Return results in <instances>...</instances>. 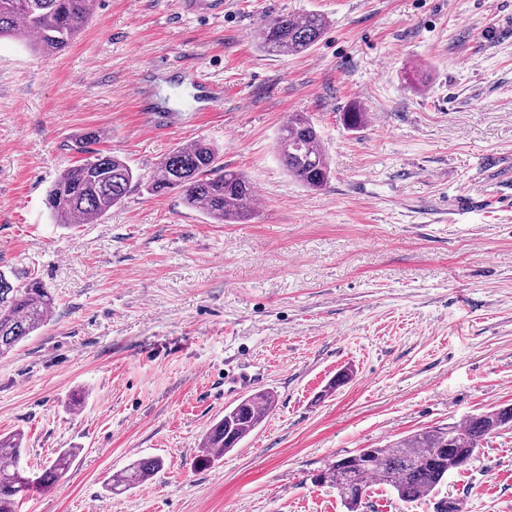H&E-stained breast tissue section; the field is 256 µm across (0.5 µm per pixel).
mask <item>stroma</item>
I'll list each match as a JSON object with an SVG mask.
<instances>
[{"instance_id":"35a3bbf8","label":"stroma","mask_w":512,"mask_h":512,"mask_svg":"<svg viewBox=\"0 0 512 512\" xmlns=\"http://www.w3.org/2000/svg\"><path fill=\"white\" fill-rule=\"evenodd\" d=\"M177 2L98 0L52 57L0 40V270L55 298L0 358V434H23L33 470L78 451L20 512H346L315 480L328 464L512 405V0H228L205 20ZM308 12L329 21L308 52L256 50L262 18ZM292 112L331 158L320 190L275 154ZM198 139L259 193L246 223L134 187L96 223L52 224L45 192L80 159L148 175ZM263 388L276 409L200 465L214 420ZM154 456V476L106 492ZM442 496L512 512V428L438 496L375 484L363 512H436ZM160 458H145L132 462L127 468L113 474L106 483L109 493L126 492L139 486L145 478L159 471L163 467Z\"/></svg>"}]
</instances>
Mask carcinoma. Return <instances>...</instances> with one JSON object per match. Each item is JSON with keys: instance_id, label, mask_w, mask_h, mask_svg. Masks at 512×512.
<instances>
[{"instance_id": "1", "label": "carcinoma", "mask_w": 512, "mask_h": 512, "mask_svg": "<svg viewBox=\"0 0 512 512\" xmlns=\"http://www.w3.org/2000/svg\"><path fill=\"white\" fill-rule=\"evenodd\" d=\"M97 0H0V39L11 38L49 57L66 50L88 25ZM327 19L319 13L277 15L262 20L255 47L269 56L300 55L321 38ZM275 151L288 176L309 190H319L332 173L320 134L305 112L288 114L278 130ZM139 185L151 195L178 192L187 206L204 213L212 224H241L253 213L254 186L241 172L224 167L219 151L204 140L175 148L145 176L125 160L100 153L73 165L55 178L46 195L54 223L70 228L94 222L122 202ZM55 307L51 292L36 278L12 280L0 272V357L43 328ZM277 404L268 389L242 397L224 410L200 441L199 463L220 460L256 431ZM512 427V406L489 409L464 422L423 428L378 448H363L349 464H330L319 481L336 489L347 512H360L369 487L387 486L404 503L439 492L448 475L462 469L487 437ZM23 437L0 434V512H17L33 488H48L69 470L79 453L67 448L51 465L31 474L19 467ZM163 467L160 458L132 462L112 475L106 490L117 494L139 486Z\"/></svg>"}]
</instances>
